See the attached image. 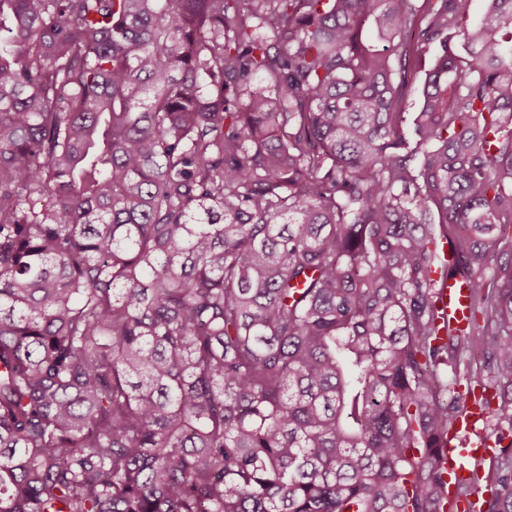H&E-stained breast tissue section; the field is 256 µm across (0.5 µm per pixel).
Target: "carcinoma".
I'll return each instance as SVG.
<instances>
[{
    "instance_id": "obj_1",
    "label": "carcinoma",
    "mask_w": 512,
    "mask_h": 512,
    "mask_svg": "<svg viewBox=\"0 0 512 512\" xmlns=\"http://www.w3.org/2000/svg\"><path fill=\"white\" fill-rule=\"evenodd\" d=\"M472 2L0 0V512H438L478 349L512 438V0ZM438 306L448 315L450 323L459 328H466L470 318V290L459 279L443 278L437 289Z\"/></svg>"
}]
</instances>
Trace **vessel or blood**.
<instances>
[{
  "label": "vessel or blood",
  "mask_w": 512,
  "mask_h": 512,
  "mask_svg": "<svg viewBox=\"0 0 512 512\" xmlns=\"http://www.w3.org/2000/svg\"><path fill=\"white\" fill-rule=\"evenodd\" d=\"M436 299L453 326L466 328L470 318V290L465 284L454 278L442 280ZM486 421L487 414L481 404L472 402L462 410L454 430L439 441L443 512H482L484 508L480 493L460 497L458 485L471 476L491 451L492 443L480 429Z\"/></svg>",
  "instance_id": "vessel-or-blood-1"
}]
</instances>
